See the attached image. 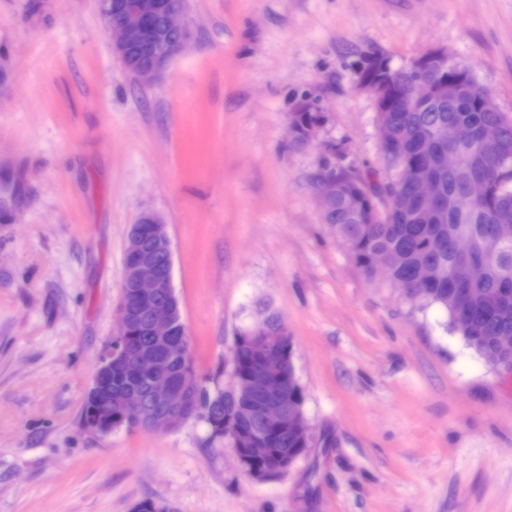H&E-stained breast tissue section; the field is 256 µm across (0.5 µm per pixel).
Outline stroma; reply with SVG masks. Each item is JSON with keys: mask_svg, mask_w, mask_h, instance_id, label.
I'll return each mask as SVG.
<instances>
[{"mask_svg": "<svg viewBox=\"0 0 512 512\" xmlns=\"http://www.w3.org/2000/svg\"><path fill=\"white\" fill-rule=\"evenodd\" d=\"M188 46L127 71L99 0H0V512H512V396L452 329L367 278L322 218L327 145L378 174L373 97L348 53L442 47L512 118V0H186ZM313 92L327 120L293 147ZM163 215L197 376L276 312L295 342L311 448L258 480L188 421L81 425L117 324L138 215Z\"/></svg>", "mask_w": 512, "mask_h": 512, "instance_id": "35a3bbf8", "label": "stroma"}]
</instances>
